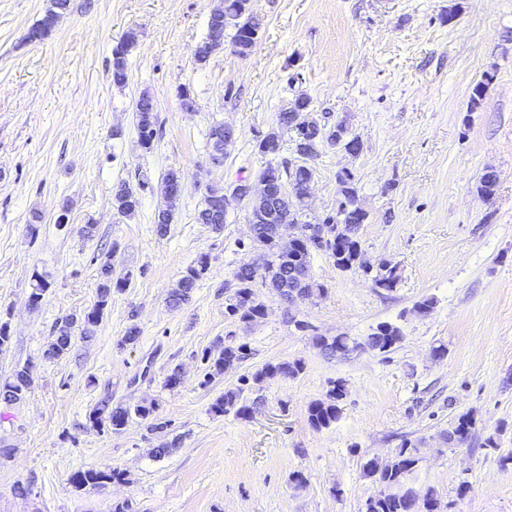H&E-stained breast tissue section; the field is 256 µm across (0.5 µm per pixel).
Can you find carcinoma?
I'll use <instances>...</instances> for the list:
<instances>
[{
	"label": "carcinoma",
	"mask_w": 512,
	"mask_h": 512,
	"mask_svg": "<svg viewBox=\"0 0 512 512\" xmlns=\"http://www.w3.org/2000/svg\"><path fill=\"white\" fill-rule=\"evenodd\" d=\"M70 0H50V5L44 16L39 20L33 30L40 37L47 36L57 25L63 14L69 9ZM262 27V20L252 8V0H220L214 5L208 18V33L200 43V52L196 58L202 63L210 54L217 52L224 46L226 31H233L232 44L236 46L235 52L246 55L252 51L254 45L244 37L250 29ZM137 40L127 39L115 50L112 68V81L121 85L126 79L127 59ZM137 144L146 153L154 149L158 139V119L150 100L139 101L135 106ZM346 127L345 121L340 120L332 125L314 124L308 129L295 126L294 118L285 110L278 113L277 127L271 129L260 140L258 150L277 158L283 149V134L292 131V152L308 155L312 158L319 156L320 149L336 145V135ZM211 159L220 166L224 162V125L216 123L209 131ZM261 177H269L279 182L281 187L289 188L271 200V204L280 210V223L290 226L296 225L301 229H309L315 223L308 220V214L303 208V197L307 193L308 172L301 166L284 158L276 164L269 165L260 173ZM339 192L342 196L343 218L328 215L318 219V223L328 227V237H308L301 247L294 253L284 257L275 252L271 253L263 263L264 274H259L248 262L240 263L234 270L236 287L227 298L230 307L228 315L243 320L245 318L259 319L260 310L252 299L257 280L271 289H275L283 279L288 280V286H301L316 295L324 293V285L319 283L312 272V259L321 253L333 260L337 269L348 271L358 267V254L361 249L358 233L362 224L368 220V213L357 206L358 191L357 179L353 172L341 170L336 175ZM217 196L204 195L201 205L195 213V221L204 224L215 232L224 230L227 212L222 207H216ZM140 205L139 194L129 183L118 182L112 189V208L123 217H132ZM175 204L168 203L158 209L155 214L156 232L164 235L168 232L174 217ZM209 270V256L201 254L189 265L171 289L168 303L178 307L189 301L191 293L196 288L204 274ZM130 274L115 275L112 266V255L102 257L100 262V278L97 286L96 301L91 308L82 314L70 315L64 318L56 327L55 334L46 345L43 357L47 360H61L71 349V326L76 320H81V337L90 339L95 336L96 329L103 320L106 309L112 301L113 291H120L129 282ZM402 339L399 328L390 323L379 324L375 331L364 341V345L371 350L388 352ZM316 344L331 355L345 354L350 351L349 337L334 336L328 338L319 336ZM243 347L224 346L216 353H206L202 357L205 362L206 375H216L224 372V366L242 359ZM304 370V363L297 359L287 362L267 363L253 374V380L260 382L270 374L295 378ZM34 383L32 371L27 366L17 368L12 376L0 382V403L13 405L22 401ZM347 389L341 380L336 381L326 394V397L312 402L308 407L310 424L317 428H326L336 422L341 414L339 402L345 398ZM159 403L155 400L143 401L129 407L122 404H112V395H106L90 411L88 415L92 426L104 431L119 433L125 429L129 421L138 418L150 422L153 430L164 428V424L157 422ZM245 414L248 406L240 403V391L227 389L211 405V411L222 415L229 411ZM475 423L468 414L457 417L454 426L448 431V441H468L471 437ZM417 449L404 443L397 449L393 458L383 465L367 461L362 466V476L373 479L381 485V490L365 502V512H440V501L436 492L428 490L421 503L417 504L407 497L404 487L412 475L418 458ZM125 481L124 473L116 468H85L73 472L70 483L77 489L88 485L104 487L112 483Z\"/></svg>",
	"instance_id": "cac0c4a2"
}]
</instances>
